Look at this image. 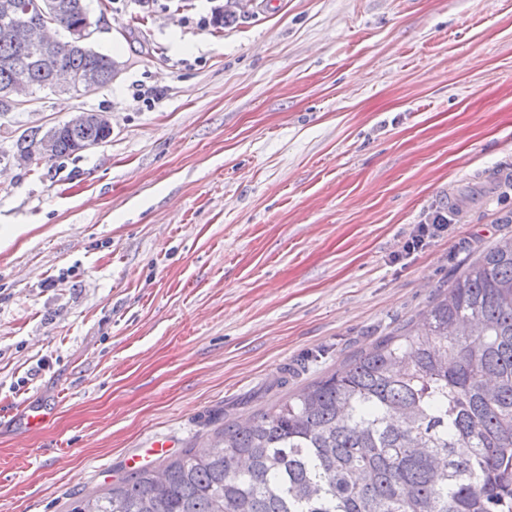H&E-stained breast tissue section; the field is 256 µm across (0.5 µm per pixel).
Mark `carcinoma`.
I'll return each mask as SVG.
<instances>
[{"label": "carcinoma", "mask_w": 512, "mask_h": 512, "mask_svg": "<svg viewBox=\"0 0 512 512\" xmlns=\"http://www.w3.org/2000/svg\"><path fill=\"white\" fill-rule=\"evenodd\" d=\"M34 0H0V91L14 68L47 86L48 65L111 84V56L60 44L50 58L23 44ZM81 0L52 16L69 30L91 22ZM246 12L217 7L222 29ZM89 123L41 127L15 152L36 163L103 141ZM67 512H512V237L472 261L421 313V326L299 389L252 422L224 430L201 453L144 466Z\"/></svg>", "instance_id": "cac0c4a2"}]
</instances>
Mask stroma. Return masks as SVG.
Listing matches in <instances>:
<instances>
[{"label":"stroma","mask_w":512,"mask_h":512,"mask_svg":"<svg viewBox=\"0 0 512 512\" xmlns=\"http://www.w3.org/2000/svg\"><path fill=\"white\" fill-rule=\"evenodd\" d=\"M88 0L109 143L0 166V512H67L415 327L512 236V0ZM444 231L408 250L418 225Z\"/></svg>","instance_id":"stroma-1"}]
</instances>
